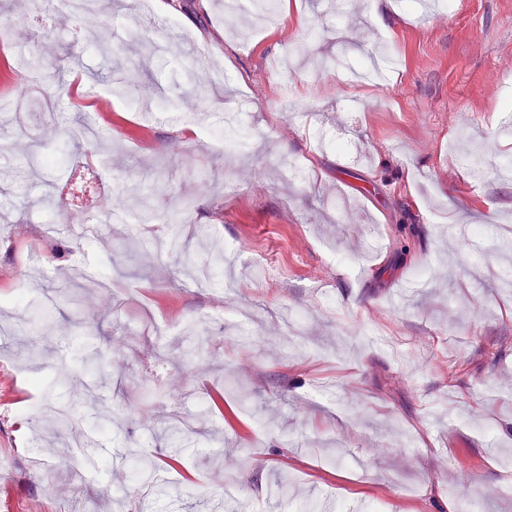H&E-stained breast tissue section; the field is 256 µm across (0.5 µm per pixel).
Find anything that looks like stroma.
Here are the masks:
<instances>
[{"label": "stroma", "instance_id": "1", "mask_svg": "<svg viewBox=\"0 0 512 512\" xmlns=\"http://www.w3.org/2000/svg\"><path fill=\"white\" fill-rule=\"evenodd\" d=\"M289 27L222 0H0V74L19 110L0 114L54 152L89 114L99 135L61 167L0 151V512H512V0H291ZM135 89L100 109L111 83ZM84 87L75 102L58 84ZM202 93L207 129L242 111V138L184 141L186 112L162 95ZM97 167L110 208L75 170ZM191 204L184 256L231 247L230 274L186 285L183 256L132 250L141 206L154 235ZM124 209L126 220L108 211ZM83 215V297L30 317L22 299L73 271L59 227ZM52 218L57 228L45 230ZM415 245L399 251L403 227ZM94 321L83 339L76 319ZM44 378L33 387L20 373ZM71 380L99 404L60 433L41 408ZM194 432L178 464L160 422ZM153 461L157 495L128 449Z\"/></svg>", "mask_w": 512, "mask_h": 512}]
</instances>
